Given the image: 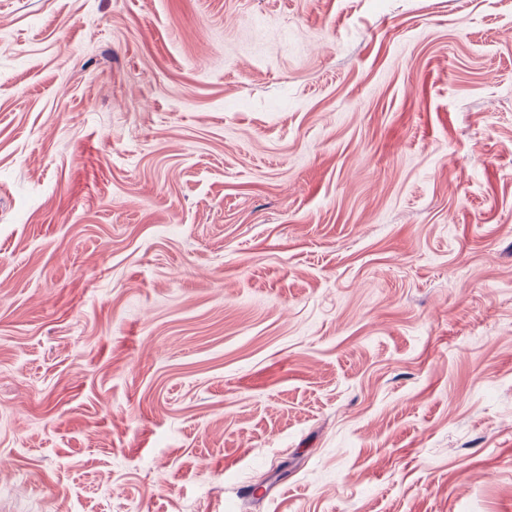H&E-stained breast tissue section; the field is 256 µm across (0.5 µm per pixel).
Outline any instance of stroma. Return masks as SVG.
Masks as SVG:
<instances>
[{"instance_id": "obj_1", "label": "stroma", "mask_w": 512, "mask_h": 512, "mask_svg": "<svg viewBox=\"0 0 512 512\" xmlns=\"http://www.w3.org/2000/svg\"><path fill=\"white\" fill-rule=\"evenodd\" d=\"M512 512V0H0V512Z\"/></svg>"}]
</instances>
